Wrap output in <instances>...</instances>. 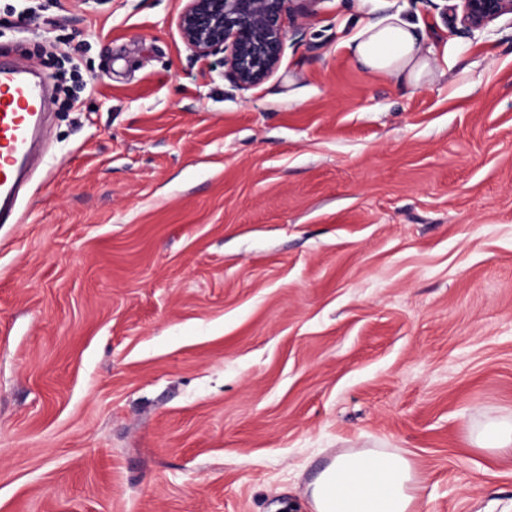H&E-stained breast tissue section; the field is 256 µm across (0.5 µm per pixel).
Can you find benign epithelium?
<instances>
[{
    "instance_id": "obj_1",
    "label": "benign epithelium",
    "mask_w": 512,
    "mask_h": 512,
    "mask_svg": "<svg viewBox=\"0 0 512 512\" xmlns=\"http://www.w3.org/2000/svg\"><path fill=\"white\" fill-rule=\"evenodd\" d=\"M323 0H187L178 16L184 42L200 58L221 55L224 76L240 90L279 67L287 27L316 14ZM512 15V0H458L455 20L471 34Z\"/></svg>"
}]
</instances>
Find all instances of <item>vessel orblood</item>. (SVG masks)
Returning <instances> with one entry per match:
<instances>
[{"mask_svg":"<svg viewBox=\"0 0 512 512\" xmlns=\"http://www.w3.org/2000/svg\"><path fill=\"white\" fill-rule=\"evenodd\" d=\"M48 95L22 65L0 60V224L17 218L19 187L33 161V143Z\"/></svg>","mask_w":512,"mask_h":512,"instance_id":"1","label":"vessel or blood"}]
</instances>
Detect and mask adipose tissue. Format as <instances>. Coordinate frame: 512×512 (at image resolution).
<instances>
[{
    "instance_id": "ef3b65f1",
    "label": "adipose tissue",
    "mask_w": 512,
    "mask_h": 512,
    "mask_svg": "<svg viewBox=\"0 0 512 512\" xmlns=\"http://www.w3.org/2000/svg\"><path fill=\"white\" fill-rule=\"evenodd\" d=\"M358 64L411 84L433 78L436 60L452 63L462 46L427 44L419 24L395 13L366 22L347 42ZM418 474L403 454L350 449L334 455L306 489L310 512H417Z\"/></svg>"
}]
</instances>
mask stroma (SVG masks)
Returning <instances> with one entry per match:
<instances>
[{"label":"stroma","instance_id":"1","mask_svg":"<svg viewBox=\"0 0 512 512\" xmlns=\"http://www.w3.org/2000/svg\"><path fill=\"white\" fill-rule=\"evenodd\" d=\"M185 3L0 0L51 89L0 225V512H309L361 448L412 460L419 512H512L471 441L512 418V17L322 0L239 90ZM397 12L465 54L363 70L346 40Z\"/></svg>","mask_w":512,"mask_h":512}]
</instances>
